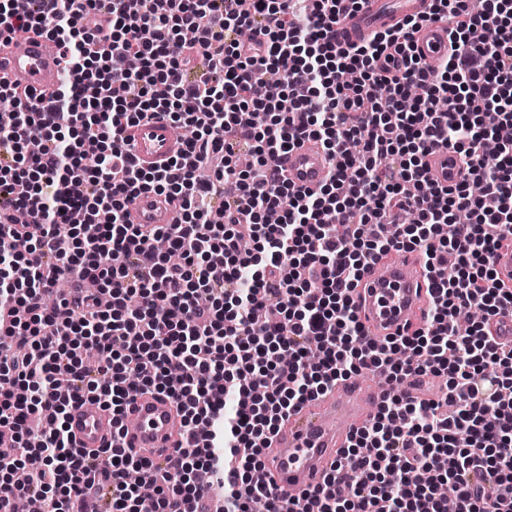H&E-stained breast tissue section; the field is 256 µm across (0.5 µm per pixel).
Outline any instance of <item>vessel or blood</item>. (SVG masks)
<instances>
[{"instance_id":"1","label":"vessel or blood","mask_w":512,"mask_h":512,"mask_svg":"<svg viewBox=\"0 0 512 512\" xmlns=\"http://www.w3.org/2000/svg\"><path fill=\"white\" fill-rule=\"evenodd\" d=\"M428 5L429 0H363L358 9L340 19L336 42L346 45L367 40L424 14ZM451 26L447 19L424 24L414 39L416 56L426 63L446 56ZM60 68L56 42L43 35H30L21 48L0 51V74L36 95L57 90ZM182 148L174 125L162 118L141 122L129 142L131 155L144 168L167 164ZM426 162L430 178L441 186H455L465 177L460 156L453 150H436ZM278 165L295 190L312 192L322 186L331 158L318 141L306 139L282 154ZM178 219L174 204L153 192L141 194L130 208L131 223L146 231ZM352 298L375 341L409 334L428 324V282L417 253H404L397 260L382 258L363 276ZM386 391V385L368 389L350 378L293 408L264 452V487L269 494L287 506L322 485L351 432L370 422ZM125 420L126 447L160 463L175 456L182 427L170 399L141 394L131 401ZM69 429L77 447L96 451L112 440V417L97 402L84 399L73 406Z\"/></svg>"}]
</instances>
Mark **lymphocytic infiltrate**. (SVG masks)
Returning <instances> with one entry per match:
<instances>
[{
  "mask_svg": "<svg viewBox=\"0 0 512 512\" xmlns=\"http://www.w3.org/2000/svg\"><path fill=\"white\" fill-rule=\"evenodd\" d=\"M36 2L0 0V42L52 38L68 81L36 101L0 77V463L28 475L0 480V512L20 499L29 512H274L257 477L268 442L363 369L388 394L306 512H445L443 485L455 512H512V340L487 331L512 314L493 268L512 232V143L483 151L512 128V0H430V16L455 20L436 74L412 53L416 18L337 47L360 0ZM245 30L262 38L255 55L240 52ZM391 47L394 74L378 65ZM117 56L135 68L113 71ZM160 117L190 135L179 159L145 169L127 132ZM306 137L332 164L319 192L297 194L277 158ZM442 148L466 164L453 188L428 176ZM147 191L175 201L179 223L130 224ZM393 251L423 257L429 325L378 346L349 293ZM463 309L483 314L464 332ZM427 376L444 379L441 399H408L405 383ZM133 381L182 411L166 467L122 443ZM84 396L112 412L94 458L66 424Z\"/></svg>",
  "mask_w": 512,
  "mask_h": 512,
  "instance_id": "lymphocytic-infiltrate-1",
  "label": "lymphocytic infiltrate"
}]
</instances>
